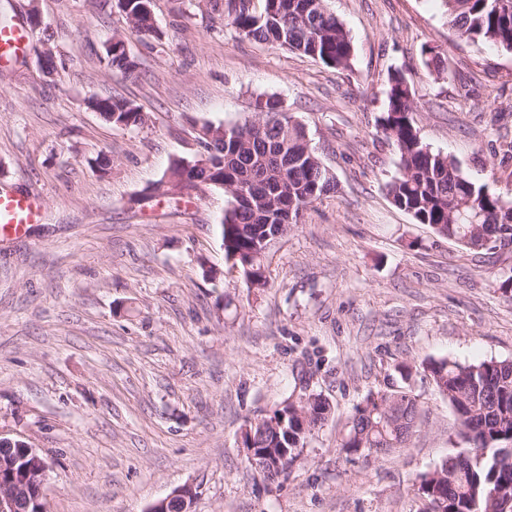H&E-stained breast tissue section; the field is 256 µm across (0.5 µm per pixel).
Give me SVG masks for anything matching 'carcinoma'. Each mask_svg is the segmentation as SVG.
<instances>
[{
	"instance_id": "carcinoma-1",
	"label": "carcinoma",
	"mask_w": 512,
	"mask_h": 512,
	"mask_svg": "<svg viewBox=\"0 0 512 512\" xmlns=\"http://www.w3.org/2000/svg\"><path fill=\"white\" fill-rule=\"evenodd\" d=\"M448 26L472 43H491L512 53V0H444ZM140 0H127L133 14L132 29L144 37L157 34L153 11L139 10ZM225 25L239 35L273 48L310 57L337 70L350 68L353 44L343 22L326 6V0H225ZM428 76L439 80L448 73L440 53L426 50ZM107 66L131 77L136 62L126 49L106 52ZM263 109L251 123H205L198 139L207 163L175 160L163 179L188 175L200 185L217 187L232 195V206L221 220L225 256L253 272L246 275L254 288L266 285L263 261L251 263L262 241L280 225L299 223V211L334 192L336 180L311 147L305 126L280 100L258 101ZM115 127L138 129L145 124L134 101L115 96L92 99ZM415 92L399 69L387 76V96L379 119L382 135L399 153V174L388 185L392 203L418 224L470 250L484 236H506L512 242V214L501 212L499 196L484 191L466 178L455 160L424 144L414 124ZM251 180L250 198L239 199L229 189L233 179ZM426 369L438 393L456 415L458 448L420 476L419 491L427 502L425 512H503L512 501V360H484L463 364L448 357L431 359ZM307 424L288 405L286 428L267 424L252 427L242 439L247 448L301 449L308 437L332 414L329 401L319 393L307 394L300 406ZM418 416L415 399L405 391L370 393L355 407L351 425L342 439L347 452L383 453L406 446ZM294 460H255L250 467L267 478L277 477ZM6 478L21 479L40 470L43 456L34 457L22 447L7 454L0 450Z\"/></svg>"
}]
</instances>
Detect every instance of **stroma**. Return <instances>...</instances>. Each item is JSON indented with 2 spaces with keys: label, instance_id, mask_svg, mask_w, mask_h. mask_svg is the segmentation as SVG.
<instances>
[{
  "label": "stroma",
  "instance_id": "35a3bbf8",
  "mask_svg": "<svg viewBox=\"0 0 512 512\" xmlns=\"http://www.w3.org/2000/svg\"><path fill=\"white\" fill-rule=\"evenodd\" d=\"M42 17L32 49L0 67V190L39 197L25 237L0 238V437L49 466L48 512H148L191 485V512H423L419 477L454 450L458 423L431 358L512 360V252L478 254L395 207L396 146L378 119L389 70L416 91L413 119L433 150L512 199V54L450 29L441 0H327L346 25L348 70L244 38L224 0H154L159 37L132 31L117 0H0V20ZM122 35L135 77L112 72ZM62 68L47 72L44 47ZM450 74L433 80L424 49ZM124 97L139 129L85 103ZM283 101L336 177L266 256L251 288L226 258L230 198L206 186L178 200L151 187L195 158L205 123L253 120ZM109 159L100 169L99 159ZM334 413L289 470L264 479L241 443L300 377ZM418 404L406 447L341 446L368 393Z\"/></svg>",
  "mask_w": 512,
  "mask_h": 512
}]
</instances>
